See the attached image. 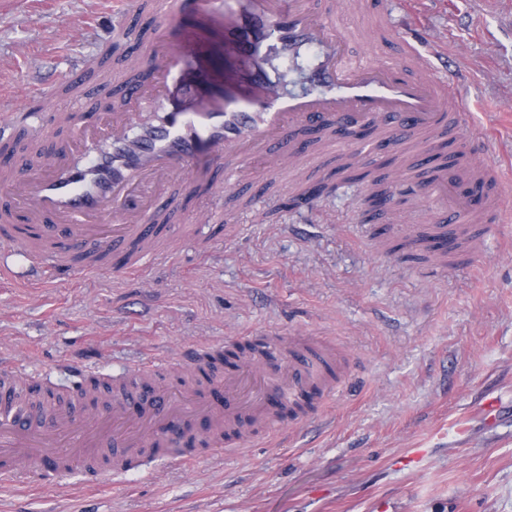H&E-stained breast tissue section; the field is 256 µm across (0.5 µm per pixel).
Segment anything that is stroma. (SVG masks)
<instances>
[{
	"label": "stroma",
	"instance_id": "1",
	"mask_svg": "<svg viewBox=\"0 0 512 512\" xmlns=\"http://www.w3.org/2000/svg\"><path fill=\"white\" fill-rule=\"evenodd\" d=\"M112 2L0 0V87L20 97L87 66ZM411 2L421 49L462 81L463 134L512 170V0ZM326 170L250 171L236 202L198 160L195 235L137 274L40 282L0 244V369L46 389L76 384L73 359L113 377L254 336L325 337L343 357L320 409L246 427L239 451L153 457L97 483L0 479V512H512V223L430 276L377 239L361 183L289 207V187Z\"/></svg>",
	"mask_w": 512,
	"mask_h": 512
}]
</instances>
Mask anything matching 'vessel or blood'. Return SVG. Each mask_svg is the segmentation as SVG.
Masks as SVG:
<instances>
[{"mask_svg":"<svg viewBox=\"0 0 512 512\" xmlns=\"http://www.w3.org/2000/svg\"><path fill=\"white\" fill-rule=\"evenodd\" d=\"M118 17L106 41L107 59L135 58L137 78L120 85L119 108L58 112L50 121L69 138L51 147L31 143L17 164L8 135L0 136V243L24 257L41 277L75 268L99 271L116 259L139 271L166 251L181 202L171 189L199 158L222 177L247 173L257 162L268 172L297 160V147L337 144L342 162L363 163L375 150L399 149L423 138L403 180L405 195L435 207L429 236L455 249L467 224L504 223L505 178L486 144L459 137L464 93L446 68L435 65L394 25L379 0H116ZM195 11L222 17L224 55L236 64L217 100L195 106L173 87L186 54L179 22ZM353 23H346L345 13ZM148 14V36L129 25ZM370 48L360 57L353 40ZM319 56L312 92L273 90L277 62L310 47ZM372 129L371 142H337L340 131ZM337 364L334 346L316 336H268L223 370L206 352H194L189 372L209 377L198 390L167 383L142 363L112 382L90 371L59 402L44 403L37 380L0 375V476L98 468L103 460L128 468L144 455L179 443L186 424L200 423L213 448L238 446L243 422L274 431L282 404L312 391Z\"/></svg>","mask_w":512,"mask_h":512,"instance_id":"1","label":"vessel or blood"}]
</instances>
